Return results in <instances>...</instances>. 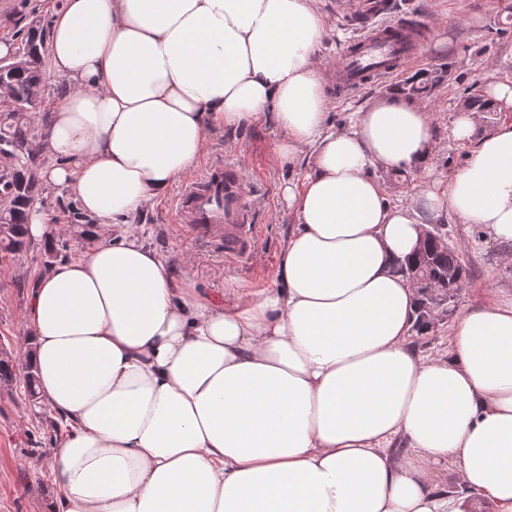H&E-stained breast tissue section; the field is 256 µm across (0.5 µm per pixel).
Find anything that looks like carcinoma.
<instances>
[{
  "instance_id": "1",
  "label": "carcinoma",
  "mask_w": 512,
  "mask_h": 512,
  "mask_svg": "<svg viewBox=\"0 0 512 512\" xmlns=\"http://www.w3.org/2000/svg\"><path fill=\"white\" fill-rule=\"evenodd\" d=\"M46 35L44 28L33 22L21 38V49L26 55L25 65L7 77L0 88V151L7 152L16 168L0 174V198L7 202L3 212L7 233L0 235V261L13 260L27 253L30 241L25 236L24 215L30 207L42 202V188L36 178L40 161L34 151L39 129L32 114L40 105L32 102L35 88L46 75ZM433 80L410 78L402 92L419 97L430 92ZM463 108L478 112H493L494 105L480 94L463 92ZM406 275L420 280L417 289V313H423L429 301V289H448V310H455V290L469 275L449 241L430 239L415 260L405 269ZM23 382L29 399H39L36 377L27 363L16 364L9 357H0V384L9 386Z\"/></svg>"
}]
</instances>
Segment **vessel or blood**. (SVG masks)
<instances>
[{
  "mask_svg": "<svg viewBox=\"0 0 512 512\" xmlns=\"http://www.w3.org/2000/svg\"><path fill=\"white\" fill-rule=\"evenodd\" d=\"M350 18L356 34L337 52L330 71L337 91L356 93L421 58L426 40L410 35L409 16H397L392 0H354ZM246 197L241 170L214 165L185 187L178 201L181 220L194 232L223 238L225 255L246 257L253 233L245 222Z\"/></svg>",
  "mask_w": 512,
  "mask_h": 512,
  "instance_id": "obj_1",
  "label": "vessel or blood"
}]
</instances>
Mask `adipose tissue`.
<instances>
[{"label":"adipose tissue","mask_w":512,"mask_h":512,"mask_svg":"<svg viewBox=\"0 0 512 512\" xmlns=\"http://www.w3.org/2000/svg\"><path fill=\"white\" fill-rule=\"evenodd\" d=\"M318 0H63L49 55L64 89L38 171L94 243L32 289L23 355L65 422L51 512H512V294L414 348L403 270L449 211L512 243V122L475 136L449 184L391 203L372 176L426 168L431 115L399 93L327 125ZM272 119L295 227L274 287L179 281L136 217L188 177L213 129ZM453 465L465 494L440 488Z\"/></svg>","instance_id":"ef3b65f1"}]
</instances>
